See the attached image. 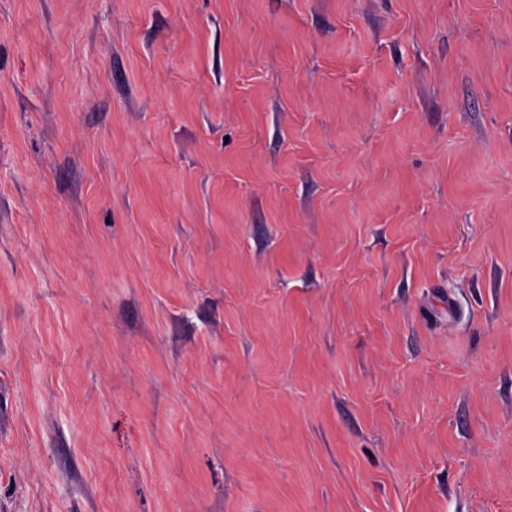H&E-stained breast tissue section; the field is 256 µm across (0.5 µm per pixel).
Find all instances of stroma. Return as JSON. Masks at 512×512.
<instances>
[{
    "instance_id": "stroma-1",
    "label": "stroma",
    "mask_w": 512,
    "mask_h": 512,
    "mask_svg": "<svg viewBox=\"0 0 512 512\" xmlns=\"http://www.w3.org/2000/svg\"><path fill=\"white\" fill-rule=\"evenodd\" d=\"M0 512H512V0H0Z\"/></svg>"
}]
</instances>
